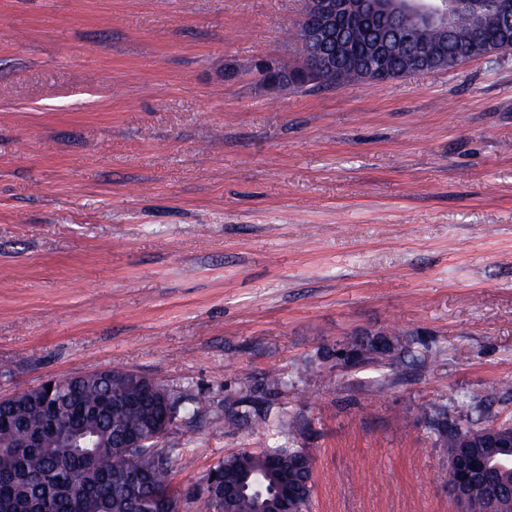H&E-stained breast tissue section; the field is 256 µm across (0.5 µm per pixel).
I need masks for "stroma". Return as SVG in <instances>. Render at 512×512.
<instances>
[{"label": "stroma", "mask_w": 512, "mask_h": 512, "mask_svg": "<svg viewBox=\"0 0 512 512\" xmlns=\"http://www.w3.org/2000/svg\"><path fill=\"white\" fill-rule=\"evenodd\" d=\"M303 0H0V396L102 368L195 397L180 512L265 372L312 453L308 512H448L420 405L512 422V52L267 90ZM367 329L428 367L347 368Z\"/></svg>", "instance_id": "35a3bbf8"}]
</instances>
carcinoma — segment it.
<instances>
[{"instance_id": "cac0c4a2", "label": "carcinoma", "mask_w": 512, "mask_h": 512, "mask_svg": "<svg viewBox=\"0 0 512 512\" xmlns=\"http://www.w3.org/2000/svg\"><path fill=\"white\" fill-rule=\"evenodd\" d=\"M345 35L358 54L347 60L341 71L318 70L307 75L298 65H285L295 81L272 92L293 90L308 93L320 87H336L351 82L380 84L412 72L413 44L438 41L432 30H413L412 22L402 21L414 42L403 38L393 43L387 56V74L369 67L384 25L368 16L343 25ZM505 47L503 36L494 24L479 33L469 18L458 16L447 50L462 59L482 56L490 49ZM392 352L381 356L371 336H356L347 350L361 355L354 362L367 363L400 372L412 364L428 362L429 345L404 331L380 336ZM288 387V377L276 369L267 371L260 382L261 396L224 402L221 418L229 428L250 429L268 439L264 448H244L218 460L207 475V512H266L275 491L268 479L272 468L288 478L294 512H305L313 493V457L289 438L288 418L273 409L266 396ZM169 403L158 393L126 375L109 380L92 377L64 379L51 390L50 400L61 407L57 432H44L46 412L43 404L32 401L18 406L0 404V441L44 439L39 448L0 450V512H154L153 497L171 490L172 476L186 449L178 441L164 448H117L115 439L127 431H141L148 423L195 417L198 401L191 395L164 387ZM420 422L430 430L437 453L446 461L457 454L459 443L448 432V407L424 404L418 412ZM95 435L96 447L79 450L69 441L73 432ZM495 488L512 497V469L490 465L469 486L468 512H489L488 489Z\"/></svg>"}]
</instances>
